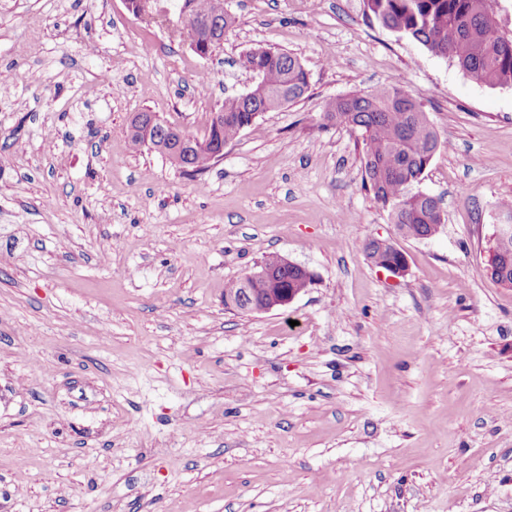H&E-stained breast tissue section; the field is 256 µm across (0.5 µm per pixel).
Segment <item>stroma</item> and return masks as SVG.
Returning <instances> with one entry per match:
<instances>
[{
  "instance_id": "1",
  "label": "stroma",
  "mask_w": 512,
  "mask_h": 512,
  "mask_svg": "<svg viewBox=\"0 0 512 512\" xmlns=\"http://www.w3.org/2000/svg\"><path fill=\"white\" fill-rule=\"evenodd\" d=\"M182 3L151 21L125 0H0V512H512V288L485 269L512 224V87L363 0H224L237 24L201 57ZM257 46L300 59L305 98L198 178L132 147L145 110L203 135ZM392 81L445 144L418 185L445 213L429 239L364 188L359 131L321 119ZM269 253L314 283L226 309ZM395 245L391 243V246L384 248L376 245L371 239L364 240L361 242V251L364 256L375 266L384 267L388 263L396 260L397 250ZM407 268V258L400 257V261L393 263L385 267V270L391 274L392 277H401L404 269ZM306 277L305 274H284L282 275L283 283H286L289 288H263L265 289V292H262L263 312L290 304L302 291L306 290V288H296L298 286L296 280Z\"/></svg>"
}]
</instances>
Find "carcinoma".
Returning a JSON list of instances; mask_svg holds the SVG:
<instances>
[{
    "label": "carcinoma",
    "mask_w": 512,
    "mask_h": 512,
    "mask_svg": "<svg viewBox=\"0 0 512 512\" xmlns=\"http://www.w3.org/2000/svg\"><path fill=\"white\" fill-rule=\"evenodd\" d=\"M499 0H364L367 18L411 38L436 55L449 58L479 84L512 87V45L498 35ZM244 69L261 73L246 95H231L217 105L201 141L207 148L192 155V176L212 165V153L243 130H261L253 118L259 110L284 98L302 99L310 88L308 72L299 58L271 48H253L242 59ZM325 125H344L361 132L360 153L364 187L388 210L400 232L414 239L439 233V199L414 190L441 148L420 97L398 82L355 91L327 101L321 114ZM361 251L375 266L396 260L395 246L371 240ZM492 277L512 288V262H491Z\"/></svg>",
    "instance_id": "obj_1"
}]
</instances>
